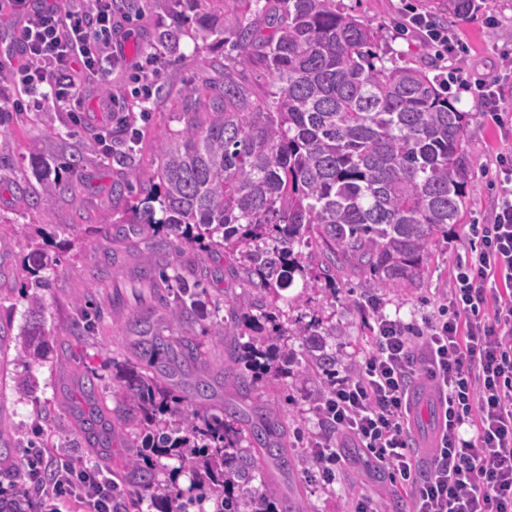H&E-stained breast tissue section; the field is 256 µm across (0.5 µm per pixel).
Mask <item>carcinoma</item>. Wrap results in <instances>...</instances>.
Returning a JSON list of instances; mask_svg holds the SVG:
<instances>
[{
  "mask_svg": "<svg viewBox=\"0 0 512 512\" xmlns=\"http://www.w3.org/2000/svg\"><path fill=\"white\" fill-rule=\"evenodd\" d=\"M237 22L200 11L197 22L211 35L231 34L234 60L260 58L269 80L260 98L237 69L224 65V83L184 90V128L162 137L157 181L132 200L137 223L165 238L146 258L132 287L136 303L173 287V303L160 315L163 327L203 321L202 333L224 345V394L199 370L205 353L195 336H164L150 316L134 312L141 359H112V380L131 413L107 419L97 404L99 376H82L75 433L91 448H110L115 429L129 452L116 468L132 480L126 509L150 499L160 512H189L218 498L222 512H314L285 494L280 478L298 469L301 456L288 448V410L258 403L259 383L294 366L304 376L327 369V354L298 359L281 337L305 336L311 326L287 331L270 298L292 287L317 288L307 277L302 249L319 259L325 279L359 269L377 288L409 285L421 278L436 233L458 223L474 190L463 143L469 113L455 106L442 75L386 57L378 32L367 21L336 8V0H233ZM431 15L468 21L476 0H431ZM273 32L256 43L254 14ZM208 94L206 121L197 100ZM29 153L37 186L25 195L32 208L49 209L75 191L81 155L67 166L51 165L34 139ZM22 262V299L35 322L15 337L17 360L38 364L56 339L36 319L44 310L43 272L50 266L37 244ZM188 248L217 250L250 288L248 303L224 296L209 300L207 287L178 271ZM213 308H208V305ZM92 300L79 303L91 325ZM227 315H220V311ZM172 456L179 469L205 479L186 489L156 479L158 458ZM260 480L255 487L252 481Z\"/></svg>",
  "mask_w": 512,
  "mask_h": 512,
  "instance_id": "1",
  "label": "carcinoma"
}]
</instances>
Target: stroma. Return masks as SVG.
I'll use <instances>...</instances> for the list:
<instances>
[{"instance_id": "35a3bbf8", "label": "stroma", "mask_w": 512, "mask_h": 512, "mask_svg": "<svg viewBox=\"0 0 512 512\" xmlns=\"http://www.w3.org/2000/svg\"><path fill=\"white\" fill-rule=\"evenodd\" d=\"M336 2L379 28L384 45L397 61L433 75L452 70V62L436 57L420 35L407 29L401 0ZM138 10L142 18L135 22L134 33L126 43L123 70L113 72L91 89V99L97 103L110 89L124 86L146 49L157 50L168 59L149 111L130 114L134 128L140 131L130 162L115 161L126 150L124 140L113 141L111 154L102 155L90 130L71 122L68 113L50 106L39 112L17 113L8 126L0 128V154L11 159L9 169L0 171V327L15 335L29 318L20 297L21 264L29 243L36 241L56 260L48 272L51 286L44 292L43 322L46 332L57 338V349L47 361L29 368L20 362L10 367L13 377L32 372L39 383L35 396L20 394L13 377L0 382V420L14 436L12 460L0 465V485L4 487L11 482L14 461L25 458L32 443L44 447L47 453L86 462L111 474V459L74 437L68 399L79 387L80 374L94 370L101 377L98 403L105 413H113L119 407V397L112 385L110 361L133 353L132 312L125 303L113 301L110 282L98 281L96 274L114 270L129 275L151 252L152 243L132 222L129 193H117L116 188L126 183L133 171L144 181L153 176L158 165L159 137L184 126V88L224 80L223 44L217 37L206 35L195 20L186 18L175 0H140ZM490 15L497 17V27L486 25L485 19ZM162 17L172 19L178 28L177 44L160 42L155 21ZM449 29L466 48L465 69L481 78L503 74L498 48L503 42L512 43V0H482L473 20L450 24ZM450 92L457 96L458 108L470 115L464 150L477 189L459 223L449 225L447 233L436 234L420 281L413 286L376 288L365 275L349 271L337 278L334 287L306 290L296 285L284 293L289 323L316 322L339 328V335L327 340L328 352L336 356L337 382L352 376L370 350L377 314L418 327L436 317L460 264L471 252V225L490 219L497 192L493 160L497 153L512 151V133L500 129L492 114L485 112L470 93L455 86ZM35 138L42 139L46 153L57 157L77 150L84 153L76 192L61 198L47 211L24 207L20 197L21 187L35 180L28 152L29 142ZM179 263L193 268L196 279L210 283L212 288L246 298L240 279L222 255L203 258L188 250ZM90 294L100 308L95 329L82 336L68 335V328L79 318V301ZM321 382L317 372L267 379L260 385L261 400L272 405L287 404L289 423L305 440L322 430L315 410ZM340 454L344 463L333 483L320 479L317 465L309 457L290 477L289 494L309 502L315 512H350L352 501L358 496L373 499L379 512H409V496L391 483L372 456L359 448H344Z\"/></svg>"}]
</instances>
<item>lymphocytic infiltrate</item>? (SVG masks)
Returning <instances> with one entry per match:
<instances>
[{
    "instance_id": "obj_1",
    "label": "lymphocytic infiltrate",
    "mask_w": 512,
    "mask_h": 512,
    "mask_svg": "<svg viewBox=\"0 0 512 512\" xmlns=\"http://www.w3.org/2000/svg\"><path fill=\"white\" fill-rule=\"evenodd\" d=\"M19 27L20 60L0 65L6 90L0 103L37 111L52 105L77 116L90 86L121 69L128 12L116 0H0V13ZM405 17L438 56L455 58L447 27L413 5ZM167 65L147 51L131 88L108 93L103 109L114 115V135L128 132V101L148 103ZM462 90L499 113L512 82L471 79ZM499 192L489 223L471 225L476 243L461 265L439 317L415 332L400 320L379 319L374 350L350 381L323 400L324 432L312 451L322 477L334 479L341 463L334 437L367 449L391 480L408 489L412 512H512V156L495 157ZM421 338L424 358L413 351ZM432 382L442 425L427 455L409 444L416 381ZM23 484L0 492V512H121L112 481L96 469L37 451Z\"/></svg>"
}]
</instances>
